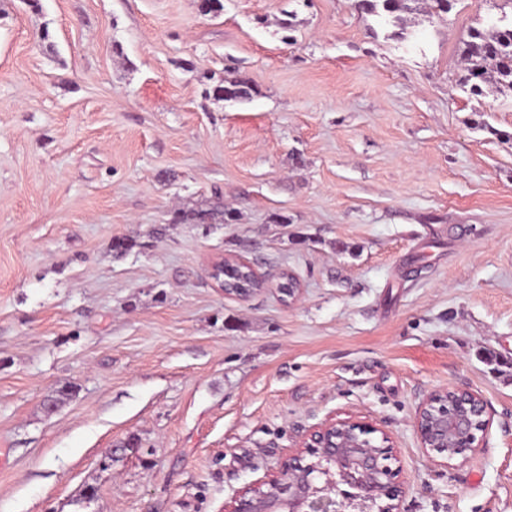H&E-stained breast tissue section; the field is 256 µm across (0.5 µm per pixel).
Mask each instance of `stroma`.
Wrapping results in <instances>:
<instances>
[{
  "label": "stroma",
  "instance_id": "35a3bbf8",
  "mask_svg": "<svg viewBox=\"0 0 512 512\" xmlns=\"http://www.w3.org/2000/svg\"><path fill=\"white\" fill-rule=\"evenodd\" d=\"M223 4L0 0V512H224L332 415L390 434L401 512H512V97L457 86L503 0L400 36ZM235 71L250 101L208 96ZM217 198L236 223H172ZM221 257L299 301L224 296ZM440 387L491 420L445 467ZM414 429L421 447L432 461L448 466L466 457L477 445V432L490 424L483 398L468 389L439 388L430 391L416 407Z\"/></svg>",
  "mask_w": 512,
  "mask_h": 512
}]
</instances>
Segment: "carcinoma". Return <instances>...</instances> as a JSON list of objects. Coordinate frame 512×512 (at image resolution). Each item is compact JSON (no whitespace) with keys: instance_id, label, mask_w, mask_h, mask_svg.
I'll return each mask as SVG.
<instances>
[{"instance_id":"carcinoma-1","label":"carcinoma","mask_w":512,"mask_h":512,"mask_svg":"<svg viewBox=\"0 0 512 512\" xmlns=\"http://www.w3.org/2000/svg\"><path fill=\"white\" fill-rule=\"evenodd\" d=\"M414 0H356L361 12L378 17L386 23H400L402 14L413 11ZM463 74L458 79L459 89L480 96L488 88L499 94H512V19L502 15L499 23L484 29H473L462 43ZM213 97L228 102H244L257 93L252 81L243 75L225 79L211 87ZM219 219L225 224L235 220L232 212L218 204L213 207L173 213V224H211Z\"/></svg>"}]
</instances>
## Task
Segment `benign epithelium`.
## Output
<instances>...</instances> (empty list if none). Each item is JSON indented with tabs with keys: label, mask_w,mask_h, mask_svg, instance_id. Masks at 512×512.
Listing matches in <instances>:
<instances>
[{
	"label": "benign epithelium",
	"mask_w": 512,
	"mask_h": 512,
	"mask_svg": "<svg viewBox=\"0 0 512 512\" xmlns=\"http://www.w3.org/2000/svg\"><path fill=\"white\" fill-rule=\"evenodd\" d=\"M246 261L226 257L210 269L227 297L247 299L255 288H228L224 272ZM414 429L432 461L448 466L476 448L477 432L490 424L483 398L468 389L430 391L416 407ZM379 428L329 417L312 427L278 467L249 484L224 504V512H400L405 494L399 471L389 465L395 453L391 436L381 443Z\"/></svg>",
	"instance_id": "7a95c632"
}]
</instances>
